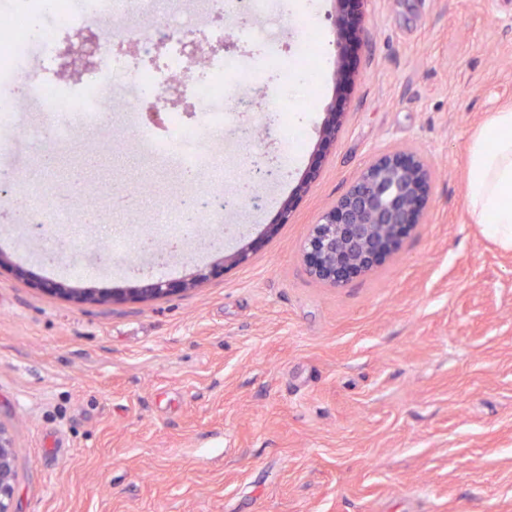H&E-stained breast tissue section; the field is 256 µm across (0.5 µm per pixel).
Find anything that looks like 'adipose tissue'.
Wrapping results in <instances>:
<instances>
[{
    "label": "adipose tissue",
    "instance_id": "obj_1",
    "mask_svg": "<svg viewBox=\"0 0 512 512\" xmlns=\"http://www.w3.org/2000/svg\"><path fill=\"white\" fill-rule=\"evenodd\" d=\"M465 207L471 223L512 251V107L492 113L471 139Z\"/></svg>",
    "mask_w": 512,
    "mask_h": 512
}]
</instances>
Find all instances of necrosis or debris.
Wrapping results in <instances>:
<instances>
[{
    "instance_id": "1",
    "label": "necrosis or debris",
    "mask_w": 512,
    "mask_h": 512,
    "mask_svg": "<svg viewBox=\"0 0 512 512\" xmlns=\"http://www.w3.org/2000/svg\"><path fill=\"white\" fill-rule=\"evenodd\" d=\"M225 2V15L249 17V24L224 28L211 0H83L78 11L68 0H0V171L11 175L0 188V209L14 212L18 223L42 225L47 236L87 221L80 206L56 203L49 183L25 180L18 142L36 145L41 130L21 126V113L45 115L64 144L79 130L104 127L112 112L128 113L129 134L143 154L180 177L223 167L227 146L216 133L243 111L248 86L281 83L292 72L317 85L323 61L317 33L285 47L281 34L261 25L269 0ZM91 32L99 42L93 66L66 73L67 50ZM233 38L261 47L262 55L248 63L226 54L223 45ZM114 77L133 95H103ZM148 108L162 113L164 131L144 118Z\"/></svg>"
}]
</instances>
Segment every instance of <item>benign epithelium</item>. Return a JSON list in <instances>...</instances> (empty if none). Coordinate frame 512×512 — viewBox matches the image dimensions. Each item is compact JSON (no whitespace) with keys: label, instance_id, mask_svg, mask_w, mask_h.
<instances>
[{"label":"benign epithelium","instance_id":"obj_1","mask_svg":"<svg viewBox=\"0 0 512 512\" xmlns=\"http://www.w3.org/2000/svg\"><path fill=\"white\" fill-rule=\"evenodd\" d=\"M336 47V83L353 86L357 75L349 60L350 44L364 35V17L358 15L354 28H347L341 10L332 17ZM96 36L84 39L87 45L76 56L64 60L66 68L91 65ZM348 98L341 95L327 108L319 128V146L329 149L339 137L348 118ZM250 181L239 184L236 193L224 196V210L233 211L248 204L262 206L263 197L256 186L279 173L269 162L259 158L252 164ZM434 165L415 151L383 152L353 181L320 219L310 225L303 251L311 278L331 287H340L350 279L376 268L399 247L403 237L425 223L431 184L435 180ZM206 249L222 255L224 263H241L245 251L224 254V242L212 238ZM59 292L74 299L104 304L106 293L93 289L61 288ZM172 292L164 281L148 283L132 291L137 299L161 298ZM15 444L9 430L0 423V512H12L11 500L17 481Z\"/></svg>","mask_w":512,"mask_h":512}]
</instances>
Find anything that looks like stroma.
Listing matches in <instances>:
<instances>
[{"mask_svg":"<svg viewBox=\"0 0 512 512\" xmlns=\"http://www.w3.org/2000/svg\"><path fill=\"white\" fill-rule=\"evenodd\" d=\"M277 2L288 40L317 29L333 42L334 0ZM364 25L335 147L317 145L340 94L331 63L319 86L293 84L298 153L251 112L225 132L227 166L269 155L289 176L259 185L261 209L234 211L247 232L224 250L248 247L246 262L223 266L182 239L159 272L176 287L167 297L130 300L136 280L100 243L124 228L166 245L186 187L133 140L88 130L74 150L30 113L56 183L83 160V207L103 219L67 227L72 245L48 267L42 243L0 215L12 512H512V253L465 208L471 138L512 106V0H368ZM395 149L436 168L425 224L342 287L312 279L310 224ZM55 283L111 299L81 304Z\"/></svg>","mask_w":512,"mask_h":512,"instance_id":"1","label":"stroma"}]
</instances>
